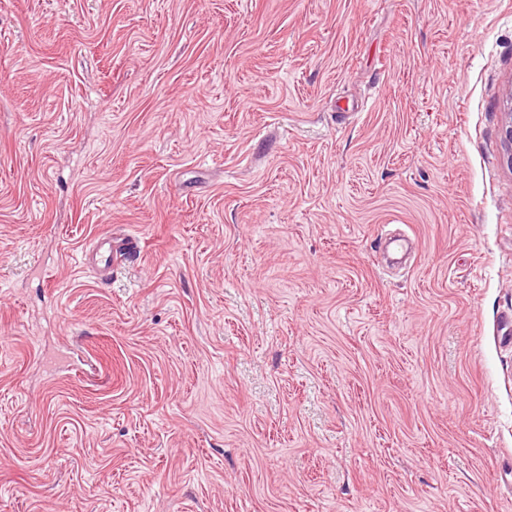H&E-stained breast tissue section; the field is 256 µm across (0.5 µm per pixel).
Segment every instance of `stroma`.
Here are the masks:
<instances>
[{
	"mask_svg": "<svg viewBox=\"0 0 512 512\" xmlns=\"http://www.w3.org/2000/svg\"><path fill=\"white\" fill-rule=\"evenodd\" d=\"M511 90L512 0H0V512H512ZM89 252L98 256L95 271L99 280L109 282L124 263L140 252V246L136 239H117L107 235L94 240L86 248V257Z\"/></svg>",
	"mask_w": 512,
	"mask_h": 512,
	"instance_id": "1",
	"label": "stroma"
}]
</instances>
